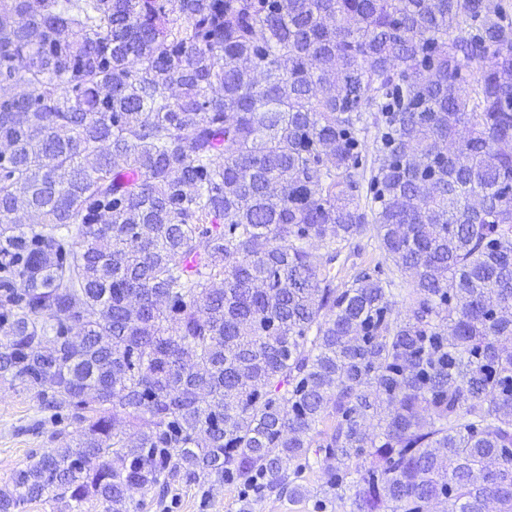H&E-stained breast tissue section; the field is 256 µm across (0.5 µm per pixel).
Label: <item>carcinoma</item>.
I'll list each match as a JSON object with an SVG mask.
<instances>
[{
  "label": "carcinoma",
  "instance_id": "carcinoma-1",
  "mask_svg": "<svg viewBox=\"0 0 512 512\" xmlns=\"http://www.w3.org/2000/svg\"><path fill=\"white\" fill-rule=\"evenodd\" d=\"M0 148V378L77 432L0 512H512V0H0ZM369 230L403 313L304 247ZM242 485L202 484L172 485L162 507L157 505L153 493H132L130 512H237L236 499ZM165 507V508H164ZM311 508H304L301 505H289L286 497L278 498L276 493H266V496L254 506L253 512H311Z\"/></svg>",
  "mask_w": 512,
  "mask_h": 512
}]
</instances>
